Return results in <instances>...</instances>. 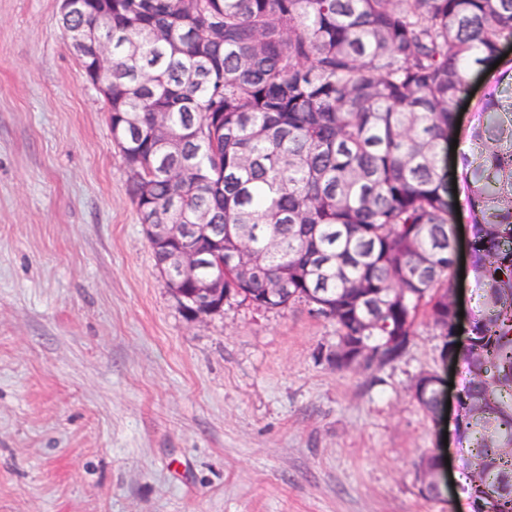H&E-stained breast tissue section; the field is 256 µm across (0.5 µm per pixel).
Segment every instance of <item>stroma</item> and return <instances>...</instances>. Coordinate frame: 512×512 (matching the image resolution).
<instances>
[{
    "instance_id": "stroma-1",
    "label": "stroma",
    "mask_w": 512,
    "mask_h": 512,
    "mask_svg": "<svg viewBox=\"0 0 512 512\" xmlns=\"http://www.w3.org/2000/svg\"><path fill=\"white\" fill-rule=\"evenodd\" d=\"M60 17L0 0V512H470L444 438L464 372L428 319L395 363L339 372L306 305L182 310ZM497 75L474 68L445 178ZM426 455L450 461L433 495Z\"/></svg>"
}]
</instances>
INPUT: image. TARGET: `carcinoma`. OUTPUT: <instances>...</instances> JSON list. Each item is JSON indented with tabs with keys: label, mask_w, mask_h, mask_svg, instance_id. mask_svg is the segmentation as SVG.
I'll use <instances>...</instances> for the list:
<instances>
[{
	"label": "carcinoma",
	"mask_w": 512,
	"mask_h": 512,
	"mask_svg": "<svg viewBox=\"0 0 512 512\" xmlns=\"http://www.w3.org/2000/svg\"><path fill=\"white\" fill-rule=\"evenodd\" d=\"M61 15L67 43L87 29L112 46V138L138 214L205 220L245 242V258L288 271L282 295L243 282L211 251L198 269L232 301L296 303L370 356L397 361L390 336L419 315L443 336L453 318L454 243L436 143L475 65L512 36V0H87ZM478 102L456 185L471 216L480 305L461 363L458 436L481 459L472 504L512 512V60ZM385 292L377 309L362 289ZM461 347H455V344ZM435 418L436 388L416 397Z\"/></svg>",
	"instance_id": "carcinoma-1"
}]
</instances>
